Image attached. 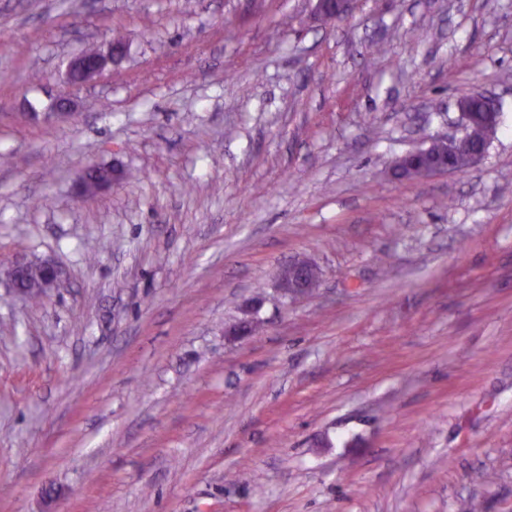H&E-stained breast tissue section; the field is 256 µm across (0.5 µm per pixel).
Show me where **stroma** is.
<instances>
[{
	"label": "stroma",
	"mask_w": 512,
	"mask_h": 512,
	"mask_svg": "<svg viewBox=\"0 0 512 512\" xmlns=\"http://www.w3.org/2000/svg\"><path fill=\"white\" fill-rule=\"evenodd\" d=\"M314 6L0 0V268L63 276L0 285V512H512V0ZM476 89L483 158L395 179ZM95 54L97 57L90 68L87 67V63L84 61L82 56H77L73 61H71L69 66V75L72 82L82 83L88 81L101 71L105 58L99 52L95 53V51L89 49L83 53V56L91 57ZM41 267L44 270V276L39 282ZM27 268V282L31 287L29 288V292L32 300L37 301L41 299L36 287L40 289V293L42 295L46 296L53 288H57L59 285V271L57 267L48 260H43L40 262V265L35 262L30 264L29 261L20 262L9 267L7 276L1 277V280L6 282L15 296L22 299H26L28 296V292L26 290L28 287L25 277ZM301 268L310 272L313 264L309 260H301ZM301 268L290 264L280 274L281 290L286 297L295 298L307 294L311 288H315L320 276L311 277Z\"/></svg>",
	"instance_id": "1"
}]
</instances>
